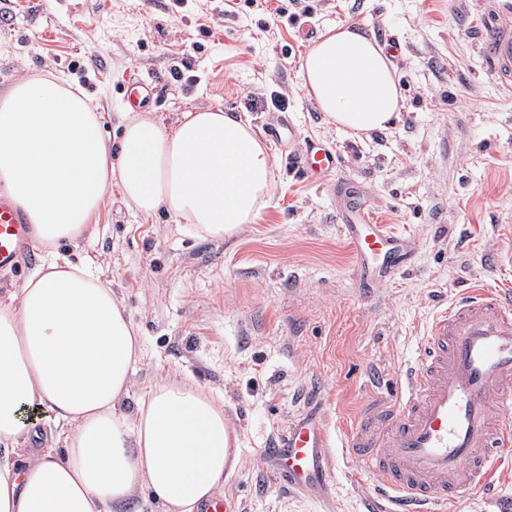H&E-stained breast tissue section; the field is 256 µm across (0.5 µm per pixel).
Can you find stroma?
<instances>
[{"instance_id": "1", "label": "stroma", "mask_w": 512, "mask_h": 512, "mask_svg": "<svg viewBox=\"0 0 512 512\" xmlns=\"http://www.w3.org/2000/svg\"><path fill=\"white\" fill-rule=\"evenodd\" d=\"M490 10L491 0H0V94L20 76L62 73L112 128L136 78L155 86L143 111L165 123L219 107L261 136L286 128L270 148L271 199L237 236L136 215L112 188L80 246L139 328L144 356L122 409L167 380L223 395L240 436L223 490L231 512H365L375 481L341 448L329 450L332 486L294 491L270 481L267 448L314 386L330 433H347L382 394L373 373L394 387L439 306L477 284L512 289V79L476 40ZM338 24L400 49L403 107L388 130L329 125L301 88V29ZM274 92L286 111L249 108V96ZM310 143L340 157L327 185L288 164ZM350 195L410 239L405 267L355 270L338 231Z\"/></svg>"}]
</instances>
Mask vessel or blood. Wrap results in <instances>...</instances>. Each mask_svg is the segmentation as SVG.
I'll return each mask as SVG.
<instances>
[{
  "label": "vessel or blood",
  "instance_id": "obj_1",
  "mask_svg": "<svg viewBox=\"0 0 512 512\" xmlns=\"http://www.w3.org/2000/svg\"><path fill=\"white\" fill-rule=\"evenodd\" d=\"M478 38L495 72L511 77L512 0H494ZM292 162L316 175L339 165L336 154L315 144ZM339 230L357 271L375 254L393 267L399 241L384 225L343 224ZM31 237V225L0 196V268L21 266ZM329 446V432L314 415L291 420L269 451L281 462L274 479L291 487L331 482ZM344 448L378 484L366 512H431L471 484L495 495L499 455L512 449V290L469 289L439 310L394 393L365 408Z\"/></svg>",
  "mask_w": 512,
  "mask_h": 512
}]
</instances>
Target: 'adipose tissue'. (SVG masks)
Returning a JSON list of instances; mask_svg holds the SVG:
<instances>
[{"mask_svg": "<svg viewBox=\"0 0 512 512\" xmlns=\"http://www.w3.org/2000/svg\"><path fill=\"white\" fill-rule=\"evenodd\" d=\"M300 77L326 122L352 135L399 116L392 63L357 27L328 28ZM119 123L114 143L98 104L59 75L20 77L0 95V194L48 256L0 293V512H125L141 489L157 512H203L239 464L223 398L167 382L131 397L138 331L101 273L62 249L85 238L112 187L135 214L163 210L189 232L234 236L271 198L268 149L220 108L171 125L123 112ZM29 407L47 412L51 447H32Z\"/></svg>", "mask_w": 512, "mask_h": 512, "instance_id": "obj_1", "label": "adipose tissue"}]
</instances>
